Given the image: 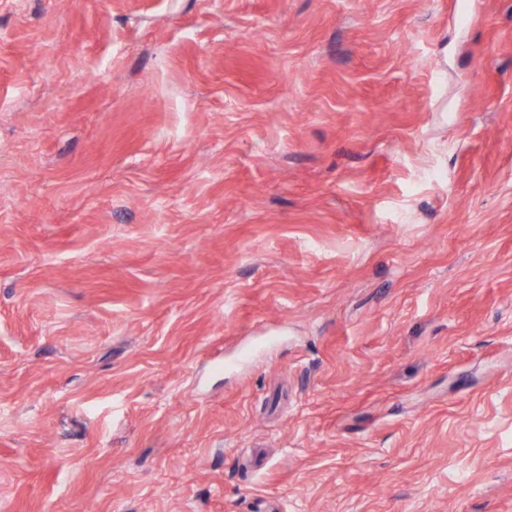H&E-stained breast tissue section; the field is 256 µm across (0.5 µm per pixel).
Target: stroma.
I'll return each mask as SVG.
<instances>
[{
    "label": "stroma",
    "mask_w": 512,
    "mask_h": 512,
    "mask_svg": "<svg viewBox=\"0 0 512 512\" xmlns=\"http://www.w3.org/2000/svg\"><path fill=\"white\" fill-rule=\"evenodd\" d=\"M0 512H512V0H0Z\"/></svg>",
    "instance_id": "obj_1"
}]
</instances>
